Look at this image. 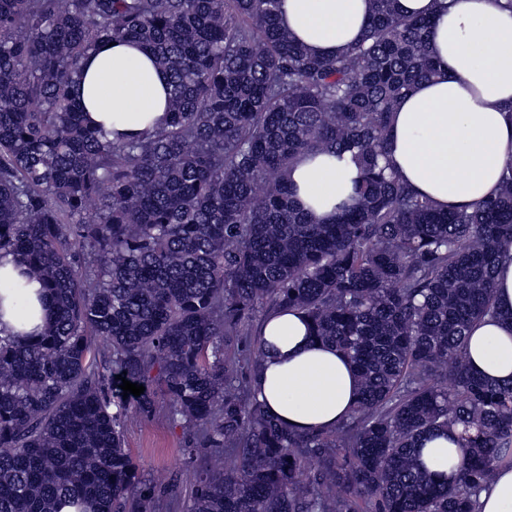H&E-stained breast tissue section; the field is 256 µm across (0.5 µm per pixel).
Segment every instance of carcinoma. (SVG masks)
Wrapping results in <instances>:
<instances>
[{"label":"carcinoma","instance_id":"obj_1","mask_svg":"<svg viewBox=\"0 0 512 512\" xmlns=\"http://www.w3.org/2000/svg\"><path fill=\"white\" fill-rule=\"evenodd\" d=\"M279 0H0V258L42 282L34 341L0 330V512H145L152 480L127 448L113 375L135 409L198 427L215 459L192 512H478L512 462V383L476 375L474 326L499 315L512 260V165L496 195L443 210L394 172L393 112L438 74L430 20L371 0L363 38L313 55ZM148 48L168 119L110 138L74 95L103 41ZM349 153V200L320 224L294 200L305 156ZM295 309L357 370L331 428L292 430L257 400L260 359L232 352ZM458 431L442 480L417 441ZM495 301L500 311H512V261L505 260L499 264L495 281Z\"/></svg>","mask_w":512,"mask_h":512}]
</instances>
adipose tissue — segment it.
<instances>
[{"label": "adipose tissue", "instance_id": "adipose-tissue-1", "mask_svg": "<svg viewBox=\"0 0 512 512\" xmlns=\"http://www.w3.org/2000/svg\"><path fill=\"white\" fill-rule=\"evenodd\" d=\"M406 16L430 17L428 42L438 76L416 83L392 119L389 154L397 175L441 207L475 205L492 196L512 163V10L496 0H397ZM369 0H281L280 26L320 57L359 40ZM89 120L115 134L150 132L167 115L168 77L143 47L105 41L89 53L75 88ZM356 166L351 156L302 157L291 172L296 197L313 218H332L348 199ZM0 303V329L35 339L49 318L38 281ZM263 358L253 377L266 410L298 431L329 428L352 408L358 382L350 361L316 340L295 311L271 316L261 332ZM468 354L477 374L512 381V325L485 319L472 330ZM454 431L418 443L429 470L462 466Z\"/></svg>", "mask_w": 512, "mask_h": 512}]
</instances>
